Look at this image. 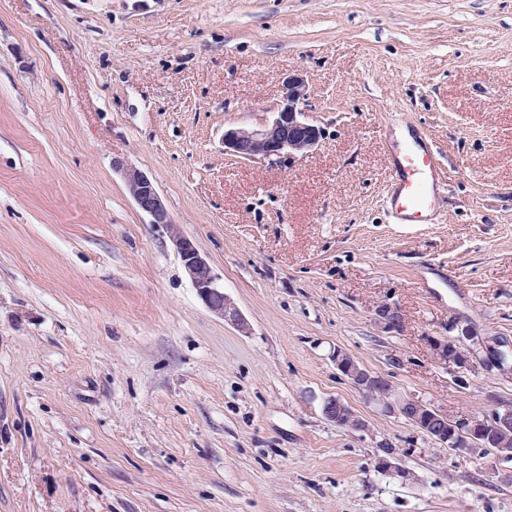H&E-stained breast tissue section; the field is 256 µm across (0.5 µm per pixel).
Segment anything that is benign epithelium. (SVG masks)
<instances>
[{
  "mask_svg": "<svg viewBox=\"0 0 512 512\" xmlns=\"http://www.w3.org/2000/svg\"><path fill=\"white\" fill-rule=\"evenodd\" d=\"M308 82L301 73H292L283 80V92L274 117L252 127H232L224 130V151L245 160L262 157L272 161L293 160L317 148L325 135L324 128L307 117ZM112 168L120 172L127 190L137 207L151 217V223L163 224L170 230V239L180 258L185 276L194 286L204 305L224 322L245 333L248 324L236 305L224 294L207 259L194 241L172 224L164 199L152 180L141 170L116 159ZM379 323L393 329L400 325L401 314L396 305L382 303L375 310ZM455 341L467 345L468 354L458 361L469 368L473 361L487 371L512 376V342L496 336H480L468 327L459 329ZM336 369L365 396H370L384 377L368 370L348 352L338 348L333 352ZM387 414L403 417L409 424L458 454H469L481 443L492 444L494 438L512 431V407L494 409L481 418L458 417L444 411L429 409L424 403L402 398L384 405ZM329 421L351 433L368 431L367 421L338 398L324 404ZM378 469L395 479L406 482L411 473L394 455L378 460Z\"/></svg>",
  "mask_w": 512,
  "mask_h": 512,
  "instance_id": "1",
  "label": "benign epithelium"
}]
</instances>
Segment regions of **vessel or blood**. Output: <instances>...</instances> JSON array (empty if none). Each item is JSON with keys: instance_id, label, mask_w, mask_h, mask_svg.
I'll use <instances>...</instances> for the list:
<instances>
[{"instance_id": "b4317fda", "label": "vessel or blood", "mask_w": 512, "mask_h": 512, "mask_svg": "<svg viewBox=\"0 0 512 512\" xmlns=\"http://www.w3.org/2000/svg\"><path fill=\"white\" fill-rule=\"evenodd\" d=\"M440 185L435 157L427 144L403 140L392 159L387 209L400 224H428L437 210Z\"/></svg>"}]
</instances>
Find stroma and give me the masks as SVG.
<instances>
[{
  "label": "stroma",
  "mask_w": 512,
  "mask_h": 512,
  "mask_svg": "<svg viewBox=\"0 0 512 512\" xmlns=\"http://www.w3.org/2000/svg\"><path fill=\"white\" fill-rule=\"evenodd\" d=\"M293 71L320 146L225 153ZM399 119L440 155L430 224L384 207ZM459 325L512 339V0H0V512H512V463L382 414L332 360L454 416L512 406V378L433 355ZM390 447L413 481L377 471ZM112 168L120 172L127 190L137 207L151 217L152 223L164 224L170 230V239L180 258L185 276L194 286L204 305L218 318L247 332L248 324L236 305L224 294L207 259L194 241L172 224L164 199L152 180L141 170L116 159ZM337 370L359 392L370 397L374 387L386 379L381 374L371 372L345 350L337 348L332 355ZM323 410L327 419L336 426H340V429L344 427L351 433L368 431L367 421L338 398H329L325 402Z\"/></svg>",
  "instance_id": "1"
}]
</instances>
